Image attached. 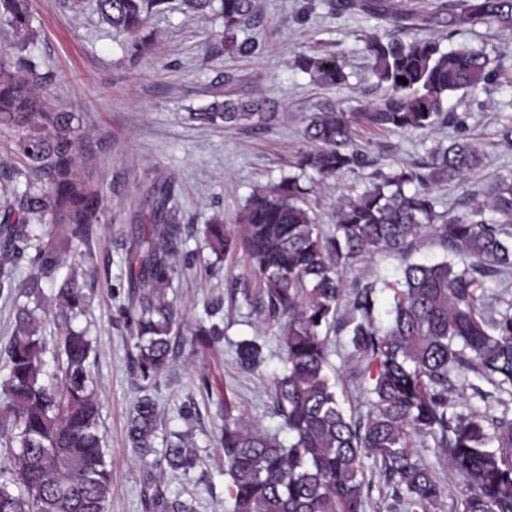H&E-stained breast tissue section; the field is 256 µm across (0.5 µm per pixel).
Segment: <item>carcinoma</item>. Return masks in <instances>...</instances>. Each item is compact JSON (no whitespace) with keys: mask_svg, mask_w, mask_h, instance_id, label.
I'll list each match as a JSON object with an SVG mask.
<instances>
[{"mask_svg":"<svg viewBox=\"0 0 512 512\" xmlns=\"http://www.w3.org/2000/svg\"><path fill=\"white\" fill-rule=\"evenodd\" d=\"M30 0H0V29L11 36L0 50V126L12 132L26 188L0 202V291L23 297L15 334L0 360V447L12 466L0 480V512H105L111 470L101 430L96 381L86 332L72 327L87 303L79 273L54 281L60 307L58 356L40 336L35 312L45 310L40 286L61 265L62 243L46 236L38 221L49 215L67 228L66 241L90 246L102 196L93 178L76 163L72 115L51 112L40 88L45 77L34 68L19 72L13 55L38 37ZM165 0H97L98 13L124 36L131 56L147 44L140 32ZM224 30L211 50L230 57L257 50L239 38L241 26L257 14L256 0H220ZM358 9L392 21L401 40L376 32L364 39L381 100L359 112H314L303 129L310 148L296 172L257 189L227 220L215 213L202 227L207 248L221 262L243 255L260 281L259 295L245 301L280 327L282 357L274 378L272 415L281 419L291 440L262 430L224 400V426L217 442L234 512H366L371 483L363 459L373 458L379 482L392 490L393 512H429L441 487L413 451L434 448L448 459L463 491V512H512V301L499 295L493 307L486 282L512 269V177H502L482 201L466 212H438L434 189L461 183L482 166L477 145L465 136L436 142L421 167L376 174V182L336 209V224L326 232L308 206L316 185H328L366 165L356 143V128L428 134L457 121L444 109L448 94L476 90L505 73L481 50L465 45L441 49L435 38L408 32L425 26L448 28V36L477 26L512 29V0H457L422 15L411 0H338L336 10ZM294 65L334 87L345 82L335 60L301 53ZM407 79L403 84L397 78ZM265 100L227 97L214 100L193 118L210 124L257 126L270 121ZM149 223L127 237L118 284L126 303L116 310L133 341L129 366L143 392L127 421V441L147 467L143 477L145 512H196L193 500L171 494L152 471L158 404L152 391L175 361L181 314L167 298L178 274L176 256L181 224L174 179L161 176L148 191ZM238 227L236 233L227 224ZM436 238L459 261L411 260L410 250L425 236ZM386 253L400 261L391 319L377 317V288L371 282L350 294V317L342 325L356 358V377L369 395L364 416L346 413L330 372L329 333L346 293L342 268ZM28 262L33 274L15 270ZM34 307H28V303ZM222 310L216 300L205 308L210 325L199 322L194 342L208 347L224 336L213 321ZM244 370L262 358L255 340L237 343ZM493 387L485 391L469 374ZM501 414L489 415L465 404L466 390ZM163 460L168 470L187 473L196 466L192 431L167 436Z\"/></svg>","mask_w":512,"mask_h":512,"instance_id":"carcinoma-1","label":"carcinoma"}]
</instances>
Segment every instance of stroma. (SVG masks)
Listing matches in <instances>:
<instances>
[{
	"mask_svg": "<svg viewBox=\"0 0 512 512\" xmlns=\"http://www.w3.org/2000/svg\"><path fill=\"white\" fill-rule=\"evenodd\" d=\"M257 3V25L242 32L257 42L254 54L214 55L210 42L224 29L220 12L201 17L189 11L183 0H168L142 31L151 52L134 59L123 37L101 21L96 0H85L78 14L69 9L67 0H31L39 38L19 61L48 76L46 93L52 111L73 113L77 161L90 166L104 196L85 263L89 302L74 325L87 332L95 350L96 396L112 459L109 512H145L143 466L126 446L129 411L140 391L129 372L131 341L115 320L119 301L106 279L119 273L122 243L131 225L143 223L149 214L145 199L153 175L163 171L174 178L181 222L193 228L180 248V274L168 291L187 333L179 339L175 363L154 391L159 409L155 449L164 450L170 432L189 428L198 460L189 473H166L162 479L169 492L194 500L197 512H232L221 451L213 441L222 423L219 402L230 398L262 429L277 428L279 420L271 415L270 380L280 367L281 342L273 322L234 291L240 284L248 285L251 293L260 291L246 261L228 257L214 263L200 229L214 212L234 216L254 189L293 171L305 146L302 130L311 113L327 108L355 111L384 94L362 48L365 36L380 27L390 28V21L337 12L336 0ZM461 44L490 54L505 51L504 64L512 71V34L498 25L475 27L442 41L441 47L450 50ZM300 52L335 57L344 65L345 83L324 87L314 82L294 66V56ZM219 92L271 101L277 116L254 128L189 120V113L206 108ZM446 108L460 121L440 127L434 139L465 135L483 155L482 168L469 182L444 184L435 191L438 210L460 212L472 199L483 198L498 178L512 176V143L500 134L503 125L512 122V85L494 81L476 92H456ZM432 141L417 133L360 129L356 142L369 163L334 185L316 189L310 206L318 223L332 229L341 200L362 192L377 173L422 162ZM209 262L215 265L210 272L205 269ZM397 277V261L383 255L352 264L344 272L351 288L379 283L378 308L383 314L393 303L390 285ZM216 298L223 302L224 336L211 348L193 347L188 332L204 318L207 302ZM245 339L257 340L263 347L264 361L251 372L241 370L236 362V345ZM351 352L345 333H333L330 361L339 378L337 394L346 411L362 415L368 410L367 397L355 377ZM204 377L210 381L211 393L200 389ZM189 405L194 414L188 419L184 411ZM419 454L443 491L430 512H462L458 481L447 461L429 448Z\"/></svg>",
	"mask_w": 512,
	"mask_h": 512,
	"instance_id": "35a3bbf8",
	"label": "stroma"
}]
</instances>
